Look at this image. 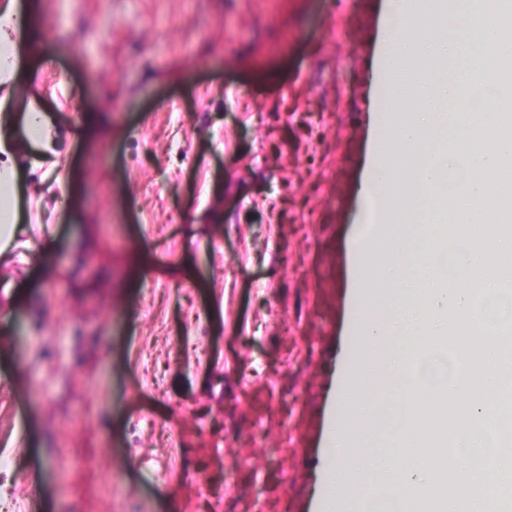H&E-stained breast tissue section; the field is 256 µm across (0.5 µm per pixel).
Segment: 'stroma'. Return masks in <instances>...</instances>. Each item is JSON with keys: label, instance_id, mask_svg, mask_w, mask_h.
I'll return each instance as SVG.
<instances>
[{"label": "stroma", "instance_id": "obj_1", "mask_svg": "<svg viewBox=\"0 0 512 512\" xmlns=\"http://www.w3.org/2000/svg\"><path fill=\"white\" fill-rule=\"evenodd\" d=\"M33 3L0 111L26 217L0 260V508L111 512L115 473L126 512H297L386 0ZM32 107L65 149L32 144Z\"/></svg>", "mask_w": 512, "mask_h": 512}]
</instances>
